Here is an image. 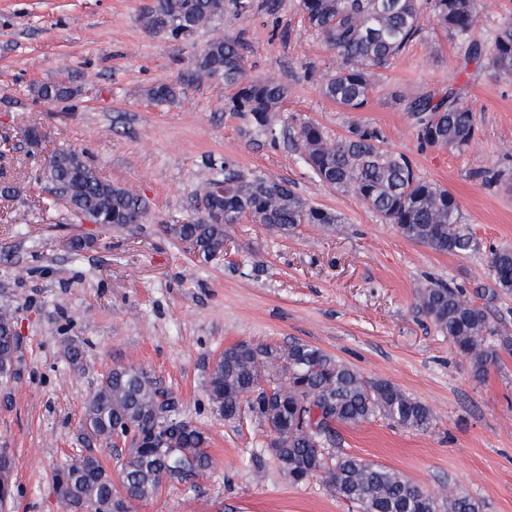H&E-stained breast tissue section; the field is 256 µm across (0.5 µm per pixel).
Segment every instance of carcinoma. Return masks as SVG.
<instances>
[{
	"mask_svg": "<svg viewBox=\"0 0 512 512\" xmlns=\"http://www.w3.org/2000/svg\"><path fill=\"white\" fill-rule=\"evenodd\" d=\"M452 39L467 45L466 62L487 60L496 74L512 77V9L490 35V50L469 40L476 0H299L309 29L321 36L336 55V67L320 84L322 94L345 112H362L370 102L379 71L388 67L420 33L423 6ZM247 13L252 0H155L142 17L145 27L175 38L184 37L224 16L227 7ZM197 73L223 80L235 88L225 101L230 112L250 116L262 129H272L286 89L273 77L246 74L237 40L212 37L195 58ZM183 91L177 83L148 90L156 102L172 101ZM41 100H67L75 95L65 83L35 87ZM417 129L419 146L461 151L478 136L474 112L453 84L420 95L405 105ZM297 145L312 174L323 184L351 194L396 225L404 238L442 253L463 254L476 240L460 227L455 197L443 186L424 179L404 153L382 147L380 131L355 124L332 137L322 126L305 122ZM47 178L62 188L69 209L79 218L110 212L116 222L146 215V203L128 189L114 186L71 149L52 158ZM224 195L211 196L218 181ZM224 212V223L197 219L181 224V241H193L197 253L211 257L224 249V225L250 215L275 233L288 236L304 224L330 228L336 214L313 204L288 184L261 171H240L224 160V177L211 179L201 197ZM494 284L512 293V247L491 251ZM421 307L435 327L471 361L474 377L482 379L512 346L490 342L496 329L483 308L446 285L421 293ZM19 338L14 315L0 308V378L16 373ZM207 398L226 420L247 412L265 428L266 448L288 479L300 484L320 478L337 497L361 512H479L467 494L436 497L384 465L336 452V426L357 425L381 416L404 429L429 428L434 416L424 403L385 380L368 381L352 367L308 343L283 345L242 342L224 349L211 365ZM173 392L151 379L136 363L118 365L89 393L84 405L81 438L107 442L112 433L130 432V443L119 463V484L91 452L72 455L57 473L58 499L65 512H129L136 501L154 497L166 481H191L212 466L208 436L192 422L174 415ZM13 497V462L0 454V512Z\"/></svg>",
	"mask_w": 512,
	"mask_h": 512,
	"instance_id": "1",
	"label": "carcinoma"
}]
</instances>
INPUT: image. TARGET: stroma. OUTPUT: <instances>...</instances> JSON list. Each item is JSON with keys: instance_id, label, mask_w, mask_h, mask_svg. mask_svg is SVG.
Here are the masks:
<instances>
[{"instance_id": "stroma-1", "label": "stroma", "mask_w": 512, "mask_h": 512, "mask_svg": "<svg viewBox=\"0 0 512 512\" xmlns=\"http://www.w3.org/2000/svg\"><path fill=\"white\" fill-rule=\"evenodd\" d=\"M154 0H0V307L20 336L16 374L0 385V448L14 464L12 512H61L57 471L81 448L83 405L101 375L135 362L178 400L177 414L208 435L212 467L164 485L132 512H359L318 479L288 480L250 416L227 421L208 405L216 356L238 342L301 341L386 380L426 404L434 422L407 430L375 417L337 426L343 452L404 474L437 493L457 488L481 512H512V351L484 379L435 327L418 294L462 289L512 337V294L495 288L492 249L512 246V79L465 63L460 42L426 23L375 83L368 108L342 111L319 84L335 55L302 19L298 0H254L214 26L175 39L141 21ZM236 39L248 74L277 77L288 94L266 135L226 111L223 82L197 75L194 57L214 32ZM182 81L159 104L152 86ZM60 81L73 98L45 102ZM464 88L479 135L462 152L419 149L404 110L448 82ZM331 136L377 128L385 149L454 195L476 250L449 254L410 242L356 197L315 180L296 144L301 123ZM46 137L31 146L25 125ZM72 148L106 181L141 196L143 223H79L34 173ZM288 181L336 214L335 229L303 225L283 237L252 218L225 227L224 250L198 257L169 231L198 217L199 191L225 159ZM504 171L486 184L481 175ZM84 356L72 364L67 340ZM35 93L41 100L59 101L71 99L76 92L68 84L48 82L35 87Z\"/></svg>"}]
</instances>
